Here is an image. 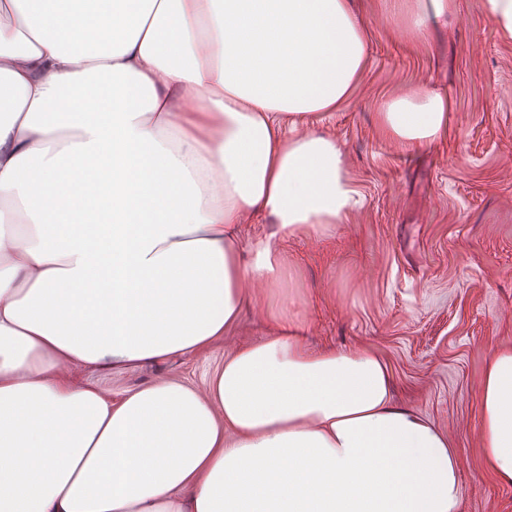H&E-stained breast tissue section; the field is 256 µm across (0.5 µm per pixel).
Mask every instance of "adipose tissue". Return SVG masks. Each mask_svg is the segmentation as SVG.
<instances>
[{
	"instance_id": "adipose-tissue-1",
	"label": "adipose tissue",
	"mask_w": 512,
	"mask_h": 512,
	"mask_svg": "<svg viewBox=\"0 0 512 512\" xmlns=\"http://www.w3.org/2000/svg\"><path fill=\"white\" fill-rule=\"evenodd\" d=\"M367 60L352 0H0V512H462L452 441L380 354L310 349L283 313L202 391L62 375L211 349L285 240L347 222L344 152L304 125ZM379 118L432 145L448 98ZM248 216L270 230L245 251ZM479 405L483 468L512 485V346Z\"/></svg>"
}]
</instances>
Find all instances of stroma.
Wrapping results in <instances>:
<instances>
[{
    "label": "stroma",
    "instance_id": "35a3bbf8",
    "mask_svg": "<svg viewBox=\"0 0 512 512\" xmlns=\"http://www.w3.org/2000/svg\"><path fill=\"white\" fill-rule=\"evenodd\" d=\"M369 37L365 72L313 131L342 145L364 201L346 224L283 245L273 293L313 348L370 346L397 403L454 442L463 512H512V486L485 473L478 389L484 355L512 345V39L485 0H456L441 34L412 26L415 0H353ZM424 87L447 95L445 142L403 150L379 133L381 98ZM245 306L223 344L135 370L70 366L69 381L119 391L176 376L203 386L236 346L263 340Z\"/></svg>",
    "mask_w": 512,
    "mask_h": 512
}]
</instances>
